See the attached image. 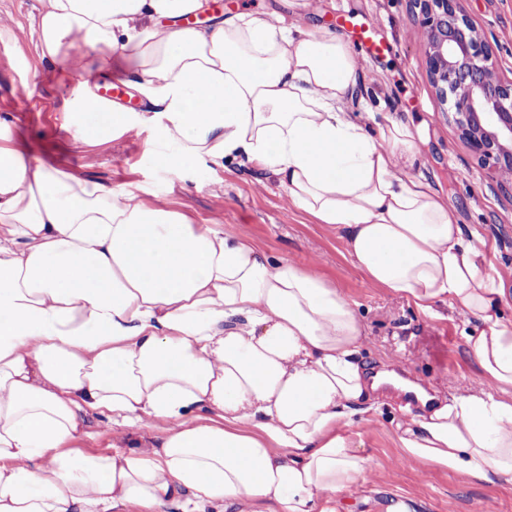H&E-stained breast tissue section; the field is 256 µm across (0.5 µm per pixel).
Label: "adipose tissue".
Here are the masks:
<instances>
[{
  "instance_id": "1",
  "label": "adipose tissue",
  "mask_w": 512,
  "mask_h": 512,
  "mask_svg": "<svg viewBox=\"0 0 512 512\" xmlns=\"http://www.w3.org/2000/svg\"><path fill=\"white\" fill-rule=\"evenodd\" d=\"M203 0H43L40 55L77 68L119 51L177 144L271 171L291 202L341 232L374 284L430 318L479 320L465 337L486 386L440 398L408 384L397 443L415 460L496 483L512 476V320L473 237L419 177L409 128L371 134L350 44L324 27L235 15L161 27ZM81 141L135 118L92 91ZM355 305L321 277L273 263L243 235L193 223L121 186L32 163L0 124V512H334L368 460L347 432L380 415L393 370L369 371ZM98 410L157 444L81 454Z\"/></svg>"
}]
</instances>
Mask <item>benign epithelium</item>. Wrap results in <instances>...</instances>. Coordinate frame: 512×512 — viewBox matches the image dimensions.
<instances>
[{
    "label": "benign epithelium",
    "mask_w": 512,
    "mask_h": 512,
    "mask_svg": "<svg viewBox=\"0 0 512 512\" xmlns=\"http://www.w3.org/2000/svg\"><path fill=\"white\" fill-rule=\"evenodd\" d=\"M423 52L442 104L471 151L504 190L512 191V80L497 73L492 49L459 0H413Z\"/></svg>",
    "instance_id": "1"
}]
</instances>
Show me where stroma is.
I'll list each match as a JSON object with an SVG mask.
<instances>
[{
  "instance_id": "35a3bbf8",
  "label": "stroma",
  "mask_w": 512,
  "mask_h": 512,
  "mask_svg": "<svg viewBox=\"0 0 512 512\" xmlns=\"http://www.w3.org/2000/svg\"><path fill=\"white\" fill-rule=\"evenodd\" d=\"M462 7L496 53L505 78H512V0H463ZM41 0H0V121L9 125L25 157L101 184L124 186L149 204H169L199 224L248 237L275 261H289L338 288L355 302L366 324V361L382 360L400 376L441 393L465 386L479 389L483 378L469 355L464 335L472 324L452 313L430 321L406 299L371 283L351 262L335 227L318 223L294 206L287 190L270 173L235 158L217 166L198 159L173 167L176 146L161 137L140 94L126 105L142 118L122 137L76 151L92 115L71 112L69 103L84 89L128 82L134 65L115 54L112 65L76 71L67 57L40 56L38 17ZM253 13L286 24L316 23L334 29L337 15L378 26L392 50L380 58L359 59V86L371 105V131L401 122L411 128L418 160L410 172L425 179L455 210L460 224L481 240L485 261L496 272L500 309L512 317V197L492 183L460 138L451 113L441 111L422 53L423 33L411 0H224L222 10L208 9L197 18L205 26L215 17ZM29 103L19 106V95ZM391 393L381 420L364 417L349 435L368 458L363 480L339 497L337 512H388L393 501L412 512H468L481 502L486 512H512V480L474 482L454 472L406 458L389 420L405 404ZM85 437L77 444L85 454L126 451L130 441L152 443L162 428L134 433L109 421L106 414L82 415Z\"/></svg>"
}]
</instances>
